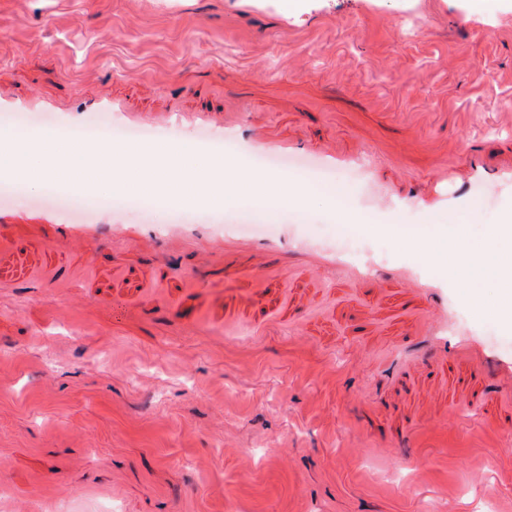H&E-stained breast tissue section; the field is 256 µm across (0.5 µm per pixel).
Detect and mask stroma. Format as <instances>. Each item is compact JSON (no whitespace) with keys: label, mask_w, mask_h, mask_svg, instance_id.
I'll return each instance as SVG.
<instances>
[{"label":"stroma","mask_w":512,"mask_h":512,"mask_svg":"<svg viewBox=\"0 0 512 512\" xmlns=\"http://www.w3.org/2000/svg\"><path fill=\"white\" fill-rule=\"evenodd\" d=\"M0 130L24 100L80 127L122 126L99 94L157 113L223 110L322 162L368 228L325 210L267 212L280 275L209 235L139 236L164 211L116 209L76 238L63 209L0 199V512H512V333L471 311L491 271L456 283L448 348L415 358L431 300L353 285L313 246L361 263L436 264L371 232L482 239L512 212V13L468 0H0ZM337 159L323 163L325 152ZM458 170L443 182V166ZM385 189L388 210L369 202ZM132 240L116 243L112 227ZM233 336H225V322ZM85 334L79 349L75 330ZM485 345V374L459 353Z\"/></svg>","instance_id":"stroma-1"}]
</instances>
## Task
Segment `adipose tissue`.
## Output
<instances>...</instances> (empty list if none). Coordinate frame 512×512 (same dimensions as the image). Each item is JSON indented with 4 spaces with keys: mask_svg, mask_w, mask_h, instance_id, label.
I'll list each match as a JSON object with an SVG mask.
<instances>
[{
    "mask_svg": "<svg viewBox=\"0 0 512 512\" xmlns=\"http://www.w3.org/2000/svg\"><path fill=\"white\" fill-rule=\"evenodd\" d=\"M413 244L420 249L430 262L447 269L453 281H460L476 274L489 261L490 255H499L495 275L499 289L495 300L489 301L476 290L469 291L467 299L479 315L492 316L501 321L512 319V236L491 231L484 243H472L465 233H455L447 245H439L430 238L414 239Z\"/></svg>",
    "mask_w": 512,
    "mask_h": 512,
    "instance_id": "adipose-tissue-1",
    "label": "adipose tissue"
}]
</instances>
